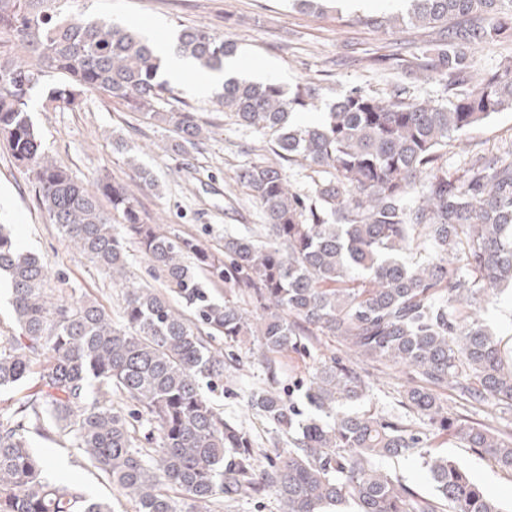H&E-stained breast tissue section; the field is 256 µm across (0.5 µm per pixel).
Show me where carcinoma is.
Listing matches in <instances>:
<instances>
[{
  "label": "carcinoma",
  "instance_id": "cac0c4a2",
  "mask_svg": "<svg viewBox=\"0 0 512 512\" xmlns=\"http://www.w3.org/2000/svg\"><path fill=\"white\" fill-rule=\"evenodd\" d=\"M43 2L0 0V48L22 50L0 54V144L32 177L51 222L124 290V305L115 321L94 301L52 300L47 267L0 226V273L9 277L19 326L0 338V388L35 380L24 401L0 407V512H112L83 486L49 477L31 433L77 449L136 512H198L219 494L266 491L283 512H331L350 500L356 512H504L440 452L424 457L428 497L379 461L408 455L424 430L436 441L459 439L512 476V429L468 424L440 398L451 389L473 409L512 411V354L475 317L496 290L512 286V149L453 173L443 154L448 141L512 109L511 66L455 93L471 77L474 47L512 39V0H408L404 15L345 19L384 33L436 31L416 53L395 50L371 62L423 72L452 92L446 102L353 87L326 105L320 123L295 127L290 114L319 109L312 84L290 93L272 80H224V112L272 135L280 161H304L316 178L300 194L281 165L240 170L265 224L258 235L224 237L222 255L147 223L124 184L102 177L87 186L49 158L30 116L37 93L54 109L74 110L87 93L104 92L151 123L174 126L179 151L209 130L187 109L161 110L179 89L160 78L162 60L139 29L62 18ZM234 52L230 38L200 27L182 29L176 45L210 70ZM419 239L434 257L408 266L399 253ZM129 242L160 288L129 279ZM223 284L252 298L257 322L214 294ZM218 336L231 344L254 337L272 355L307 353L313 337L333 336L373 364L410 371L402 403L412 417L351 409L370 384L336 358L324 360L302 383L318 420L302 422L295 402L274 390L251 394V406L291 444L260 471L246 433L207 394L224 386V354L212 345ZM112 392L135 410L112 406ZM142 418L156 432L155 448L137 444Z\"/></svg>",
  "mask_w": 512,
  "mask_h": 512
}]
</instances>
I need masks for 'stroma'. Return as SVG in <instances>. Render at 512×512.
Wrapping results in <instances>:
<instances>
[{
  "label": "stroma",
  "mask_w": 512,
  "mask_h": 512,
  "mask_svg": "<svg viewBox=\"0 0 512 512\" xmlns=\"http://www.w3.org/2000/svg\"><path fill=\"white\" fill-rule=\"evenodd\" d=\"M61 15H84L91 20L134 25L156 42L186 26L204 27L232 38L243 63L241 76L251 81L275 80L292 89L308 82L320 92L322 103L335 101L345 90L357 86L377 95H389L396 88L417 98L444 100V87L425 76H413L390 67H375L371 57L401 48L410 54L428 39L422 29L383 33L362 24L347 25L343 19L355 15L346 7L341 17L318 19L296 8L292 0H56ZM193 77L179 85L180 104L197 113L209 127L202 143L187 152L166 151L175 137L171 127L153 125L122 102L106 94L87 93L82 108L45 107L35 100L31 116L49 156L72 172L78 180L91 182L106 174L123 183L137 197L150 223L165 231L193 236L212 249L224 246L226 235H247L263 222L260 208L238 182L240 169L262 158H270L266 135L240 126L225 113L214 95L193 92ZM122 138L128 154L113 150V138ZM468 147L449 143V169H456L471 155L512 145V111L496 113L474 126ZM151 168L158 184L144 186L128 164V156ZM0 224L8 227L19 246L37 254L49 269L47 292L93 299L108 312L118 313L121 289L112 286L75 250L73 244L52 224L34 185L18 168L6 148L0 147ZM214 345L224 354V387L213 399L225 418L236 421L259 453L261 466L276 458V451L288 447L287 436L252 409L253 390L275 387L303 403L297 382L308 376L319 362L336 357L368 375L371 388L365 407L381 413H401V393L411 382L402 369L381 372L363 359L347 355L337 339L319 337L310 354L288 352L272 357L262 355L257 343L226 346L223 338ZM35 451L51 463L50 476L79 483L95 497L107 499L112 512H135L129 498L113 490L109 481L89 468L75 449L30 434ZM427 443L405 457L382 461L383 469L424 494L432 493L429 475L422 464ZM466 468L490 497L504 508L512 507V477L493 468L488 461L460 440L438 444Z\"/></svg>",
  "instance_id": "35a3bbf8"
}]
</instances>
